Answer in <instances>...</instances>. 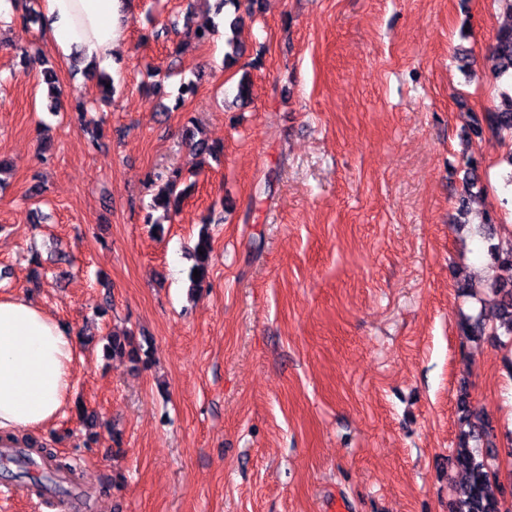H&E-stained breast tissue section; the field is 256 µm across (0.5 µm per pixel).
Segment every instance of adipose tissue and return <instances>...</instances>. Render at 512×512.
<instances>
[{
	"mask_svg": "<svg viewBox=\"0 0 512 512\" xmlns=\"http://www.w3.org/2000/svg\"><path fill=\"white\" fill-rule=\"evenodd\" d=\"M35 7L41 36L64 58L109 64L123 34L120 0H0V14ZM79 340L29 298L0 297V435L15 439L64 416Z\"/></svg>",
	"mask_w": 512,
	"mask_h": 512,
	"instance_id": "adipose-tissue-1",
	"label": "adipose tissue"
}]
</instances>
